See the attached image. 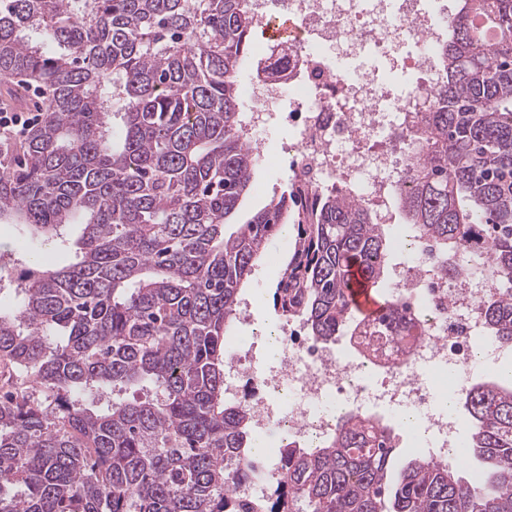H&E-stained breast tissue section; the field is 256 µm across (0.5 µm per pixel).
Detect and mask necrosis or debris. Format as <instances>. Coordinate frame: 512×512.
Masks as SVG:
<instances>
[{
	"mask_svg": "<svg viewBox=\"0 0 512 512\" xmlns=\"http://www.w3.org/2000/svg\"><path fill=\"white\" fill-rule=\"evenodd\" d=\"M251 3L261 27L285 17L294 28L288 37L262 41L257 68L241 83L243 100L262 106L245 115L249 141L269 122L288 126L293 179L359 200L378 223H391V200L406 169L401 134L438 82L447 0L429 8L424 0ZM374 53L415 75V83L394 92L365 67ZM401 252L387 279L411 314L390 322L377 359L362 353L356 336L318 344L298 321L281 329V352L272 361L259 360L256 344L228 346L224 396L245 403L256 437L276 430L315 446L334 432L341 414L374 421L407 412L416 418L411 433L421 455L456 461L464 420L443 411L436 398L469 388L487 359H512V346L491 338L484 316L498 283L472 270L462 253L442 255L413 235ZM280 465V449L253 456L237 479V495L265 499Z\"/></svg>",
	"mask_w": 512,
	"mask_h": 512,
	"instance_id": "1",
	"label": "necrosis or debris"
}]
</instances>
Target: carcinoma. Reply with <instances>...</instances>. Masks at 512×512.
I'll use <instances>...</instances> for the list:
<instances>
[{"instance_id": "1", "label": "carcinoma", "mask_w": 512, "mask_h": 512, "mask_svg": "<svg viewBox=\"0 0 512 512\" xmlns=\"http://www.w3.org/2000/svg\"><path fill=\"white\" fill-rule=\"evenodd\" d=\"M257 24L250 0H0V76L49 90L0 171V223L81 225L74 262L23 268L0 309V512H512L498 378L458 402L473 468L398 464L390 425L344 414L317 448L283 444L267 503L235 495L254 438L224 399L225 342L270 242L295 226L272 298L321 344L365 322L351 266L375 286L391 252L358 201L294 182L224 231L258 165L240 96ZM439 68L395 200L444 251L487 230L485 317L512 342V0H460Z\"/></svg>"}]
</instances>
